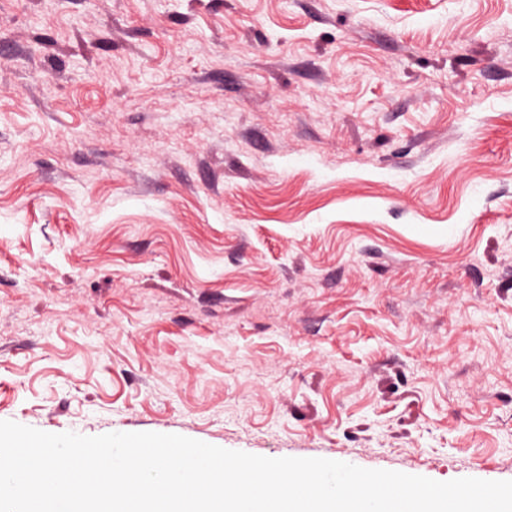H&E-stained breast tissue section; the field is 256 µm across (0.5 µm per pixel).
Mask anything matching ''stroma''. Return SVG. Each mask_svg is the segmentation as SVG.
Returning a JSON list of instances; mask_svg holds the SVG:
<instances>
[{"mask_svg": "<svg viewBox=\"0 0 512 512\" xmlns=\"http://www.w3.org/2000/svg\"><path fill=\"white\" fill-rule=\"evenodd\" d=\"M0 420L512 480V0H0Z\"/></svg>", "mask_w": 512, "mask_h": 512, "instance_id": "35a3bbf8", "label": "stroma"}]
</instances>
